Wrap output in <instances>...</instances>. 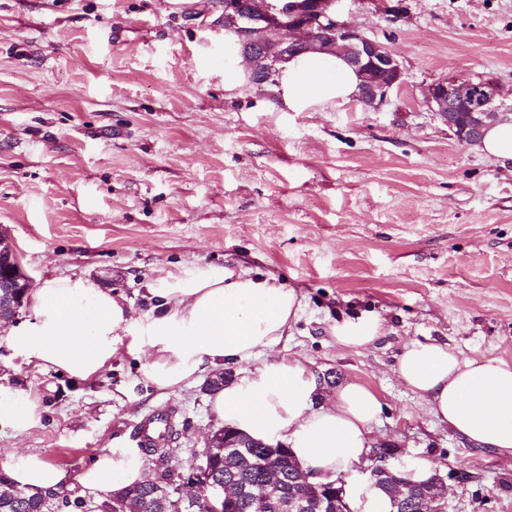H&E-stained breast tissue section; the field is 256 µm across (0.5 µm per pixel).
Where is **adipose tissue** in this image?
Returning <instances> with one entry per match:
<instances>
[{
  "label": "adipose tissue",
  "mask_w": 512,
  "mask_h": 512,
  "mask_svg": "<svg viewBox=\"0 0 512 512\" xmlns=\"http://www.w3.org/2000/svg\"><path fill=\"white\" fill-rule=\"evenodd\" d=\"M359 77L342 55L311 50L288 57L269 90L283 112H324L355 98ZM150 309L135 314L119 295L84 278H52L32 289V317L7 325L12 347L29 361L87 379L123 342L147 353V377L173 391L235 363L244 375L211 394L216 416L249 436L288 445L310 482L335 480L364 462L375 443L382 400L348 379L329 395L298 360L259 361L298 320L296 289L270 274L189 264L154 278ZM383 333L365 313L330 327L336 343L369 347ZM398 379L438 423L512 461V364L481 354L460 356L447 344L415 342L401 353ZM0 470L30 493L79 490L98 498L146 481L142 458L126 448L99 455L80 474L29 452L0 453Z\"/></svg>",
  "instance_id": "adipose-tissue-1"
}]
</instances>
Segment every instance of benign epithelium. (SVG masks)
I'll list each match as a JSON object with an SVG mask.
<instances>
[{
  "label": "benign epithelium",
  "mask_w": 512,
  "mask_h": 512,
  "mask_svg": "<svg viewBox=\"0 0 512 512\" xmlns=\"http://www.w3.org/2000/svg\"><path fill=\"white\" fill-rule=\"evenodd\" d=\"M337 0H267L260 10L242 9L237 0H224L223 12L210 22V27L232 25L236 28L243 45L255 47L263 44L259 35L274 31L282 39L273 47L262 51L264 73L276 71V65L294 48V40L303 33L329 32L320 47H334L346 55L348 61L358 67L362 83L356 101L366 108L380 109L389 102L390 92L404 83V71L396 56L382 43L372 39L357 28L340 20L333 10ZM424 103L448 129L462 142L474 145L486 126L502 120L512 109L500 99L497 85L483 76H476L466 83L438 79L426 92ZM0 263L8 266V277H0V289L11 288L13 293L0 295V304L13 302V311L19 312L20 303L32 288L30 277L24 272L16 249L0 235ZM222 448L224 457L236 458L250 454L252 445L233 442L229 437L219 439L210 434L205 449ZM375 465L370 475L393 476L398 469L390 466L389 456L373 451ZM209 486L210 512H233L237 497L225 492L222 482L207 483ZM315 502L327 505L322 512H351L346 502L345 481L341 478L313 485ZM429 512H447L444 488L438 484L424 492Z\"/></svg>",
  "instance_id": "1"
}]
</instances>
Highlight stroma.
<instances>
[{
    "instance_id": "1",
    "label": "stroma",
    "mask_w": 512,
    "mask_h": 512,
    "mask_svg": "<svg viewBox=\"0 0 512 512\" xmlns=\"http://www.w3.org/2000/svg\"><path fill=\"white\" fill-rule=\"evenodd\" d=\"M402 4L398 18L383 5ZM401 62L378 110L280 112L256 85L224 89L214 0H0V232L34 283L90 279L148 310L146 288L186 263L277 276L304 297L274 357L326 391L348 378L383 402L371 429L392 466L425 458L448 512H512V461L438 424L395 374L405 345L438 341L512 363V170L459 142L423 104L434 80L492 78L512 101V0H338ZM376 313L346 349L332 320ZM120 349L81 380L26 360L0 332V451L79 473L173 414L179 437L149 478L186 471L222 422L202 382L173 392ZM382 333V319L373 313L342 318L330 326V334L338 345L355 350L369 347ZM38 404L28 398H21L16 404L0 405V422H5L14 432L22 434L35 426L39 419Z\"/></svg>"
}]
</instances>
